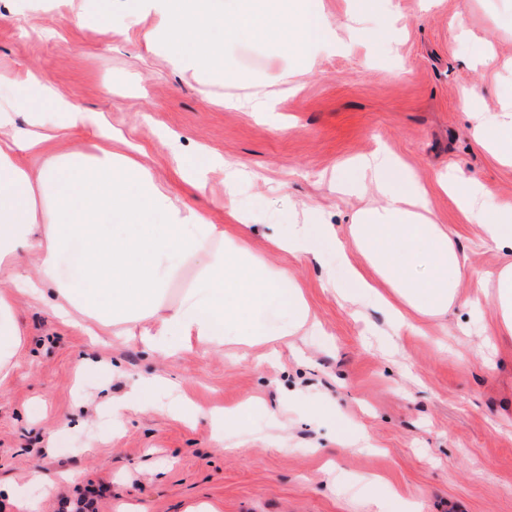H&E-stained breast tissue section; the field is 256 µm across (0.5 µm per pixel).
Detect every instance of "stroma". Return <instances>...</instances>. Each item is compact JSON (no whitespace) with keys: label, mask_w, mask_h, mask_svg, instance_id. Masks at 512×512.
Instances as JSON below:
<instances>
[{"label":"stroma","mask_w":512,"mask_h":512,"mask_svg":"<svg viewBox=\"0 0 512 512\" xmlns=\"http://www.w3.org/2000/svg\"><path fill=\"white\" fill-rule=\"evenodd\" d=\"M396 4L393 17H362L343 45L301 66L262 41L230 42L225 66L236 79L224 82L172 65L144 38L153 16L124 18L121 0L108 40L93 24L99 0H0V105L17 93L12 76L46 77L80 109L106 116L113 151L138 145L135 160L216 224L230 221L225 165L238 164L229 201L251 223L247 247L294 277L324 329L289 338L262 365L197 351L167 358L125 336L91 344L48 304L14 291L26 344L0 394V481L21 488L29 512H64L89 488L94 512L198 503L216 512H369L368 477L396 491L385 512H512V345L489 344L497 316L479 288L504 254L438 185L456 170L487 186L488 203L512 201V167L478 142L460 107L470 88L491 110L512 94V0ZM461 10L469 35L457 39ZM250 94L275 97L274 111L227 107ZM379 150L426 187L433 218L452 225L469 271L456 305L421 319L417 334H394L372 301L336 292L345 262L364 263L355 249L321 266L272 241L310 211L349 241L352 215L378 201L350 165ZM201 153L221 164L195 190L177 168ZM476 296L474 312L467 301ZM157 376L205 407L253 398L264 408L221 445L206 419L192 426L146 410L113 426L107 396ZM32 470L42 480L27 481Z\"/></svg>","instance_id":"obj_1"}]
</instances>
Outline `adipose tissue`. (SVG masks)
I'll use <instances>...</instances> for the list:
<instances>
[{"mask_svg":"<svg viewBox=\"0 0 512 512\" xmlns=\"http://www.w3.org/2000/svg\"><path fill=\"white\" fill-rule=\"evenodd\" d=\"M26 89L28 98L0 108V337L10 339L0 346V388L14 379L24 343L14 288L37 300L51 292L60 318L88 336L118 328L164 357L193 348L219 351L229 342L232 358L242 359L258 343L276 346L319 331L287 271L254 260L245 216L213 223L175 200L150 167L112 152V129L102 113L75 109L33 75ZM35 99L50 103L58 121L38 130L18 126L16 112L37 116ZM460 106L477 138L512 166V98L489 111L468 90ZM80 132L100 139L97 153L67 149ZM33 157L42 158L40 167L30 165ZM356 167L381 202L358 211L350 227L366 265H348V276L358 297L392 310L397 330L419 331V318L445 314L458 302L463 256L450 225L426 216L427 192L397 158L377 152ZM439 185L480 225L485 242L505 252L481 285L491 291L498 339L512 342V206H488V189L473 178L450 174ZM188 266L197 270L196 284L171 300L170 286ZM272 310L283 314L280 324L268 321Z\"/></svg>","mask_w":512,"mask_h":512,"instance_id":"obj_1","label":"adipose tissue"}]
</instances>
